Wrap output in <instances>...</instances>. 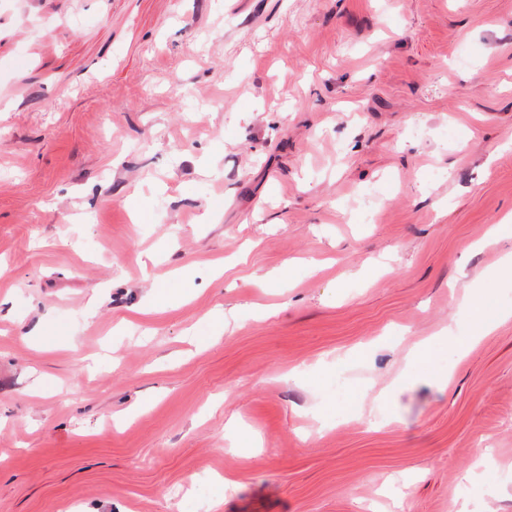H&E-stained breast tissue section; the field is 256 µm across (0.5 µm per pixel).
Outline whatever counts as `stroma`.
Here are the masks:
<instances>
[{"label":"stroma","instance_id":"35a3bbf8","mask_svg":"<svg viewBox=\"0 0 512 512\" xmlns=\"http://www.w3.org/2000/svg\"><path fill=\"white\" fill-rule=\"evenodd\" d=\"M511 247L512 0H0V512H512ZM459 308L464 312H468L470 314L474 331L473 336H453L454 329L448 327V330L446 332L448 336L442 337H446L449 340H451L453 342V346L457 354L460 356H464L472 348V346L477 340V337L484 335L487 331H489L492 328V326L482 321L480 310L478 308V302L475 300V298L470 292L466 291L464 293Z\"/></svg>","mask_w":512,"mask_h":512}]
</instances>
